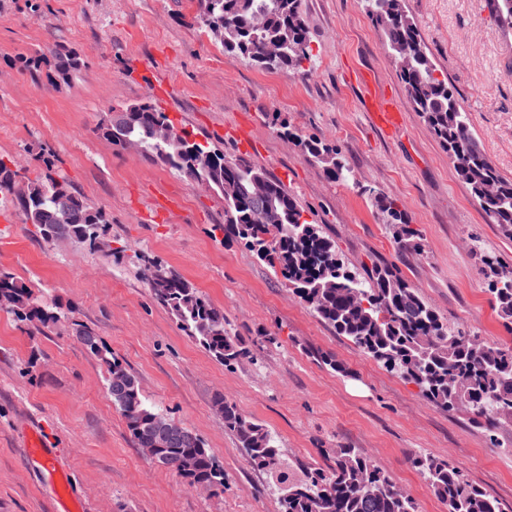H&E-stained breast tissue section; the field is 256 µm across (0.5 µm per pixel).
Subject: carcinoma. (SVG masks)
Listing matches in <instances>:
<instances>
[{"mask_svg": "<svg viewBox=\"0 0 512 512\" xmlns=\"http://www.w3.org/2000/svg\"><path fill=\"white\" fill-rule=\"evenodd\" d=\"M203 24L224 45L255 67L268 71H300L311 61L308 31L301 0H199ZM496 23L512 33V0H491ZM368 17L383 33L392 56L403 63L399 70L408 97L433 131L458 177L466 183L488 220L512 237V179L504 177L486 155L472 132L468 113L453 87L435 75L436 67L421 38L416 20L404 0H364ZM278 55L268 57L269 46ZM55 75L65 80L79 69L73 51L52 52ZM168 121L151 104L129 105L113 113L101 134L121 149L135 144L149 159L192 179L202 175L213 192L224 199V234L245 241L256 257L288 281V287L310 305L321 321L345 337L385 371L416 385L430 403L453 411L460 402L470 407L471 421L492 431L499 420L512 419V346H489L478 337L448 327L437 311L390 263L350 269L336 242L316 224L303 218L295 197L264 169L242 157L197 142L186 145L174 138L157 137V125ZM308 159L319 164L333 182H347L353 173L341 150L317 139H298ZM494 185L493 195L486 187ZM25 222L46 241L75 239L94 244L105 223L101 211L72 191L65 179L31 182L17 198ZM372 204L393 237L405 249L419 248V232L395 200L377 192ZM488 292L503 325L512 330V281L500 279L497 262L481 256ZM147 268L155 300L166 307L181 328L224 364L250 357V350L224 326V313L175 271L163 274ZM0 301L17 317L42 325L59 314L37 303L28 288L13 275L0 271ZM77 339L107 366V385L113 404L125 418L136 446L148 457L164 454L166 467L181 472L182 456L190 451L196 470L184 475L189 484L211 491L224 490V468L205 448L198 435L179 448L158 449L153 423L168 416L144 399L138 382L112 352L86 330ZM215 407L224 415V429L236 436L249 462L270 470L276 459L288 467L272 434L264 425L243 415L220 396ZM412 463L424 472L446 512H504L501 503L470 484L448 462L432 456ZM282 512H417L415 501L397 491L387 472L352 448H338L330 472L309 468L304 479L278 481Z\"/></svg>", "mask_w": 512, "mask_h": 512, "instance_id": "carcinoma-1", "label": "carcinoma"}]
</instances>
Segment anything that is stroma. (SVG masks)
Masks as SVG:
<instances>
[{"instance_id": "obj_1", "label": "stroma", "mask_w": 512, "mask_h": 512, "mask_svg": "<svg viewBox=\"0 0 512 512\" xmlns=\"http://www.w3.org/2000/svg\"><path fill=\"white\" fill-rule=\"evenodd\" d=\"M315 65L309 76L266 72L225 54L198 20L199 0H0V159L23 179H66L105 218L100 250L47 242L19 208L0 202V270L28 287L59 321L42 325L0 310V512H55L25 433L40 428L61 456L85 512H281L276 474L253 467L224 428V397L264 424L288 462V479L329 469L354 448L387 471L418 512H446L421 471V454L447 460L512 512V421L501 447L461 412L425 400L337 336L287 281L224 234V201L183 174L113 146L99 127L141 102L226 156H242L285 181L308 222L360 268L395 264L454 328L487 344H512L481 256L512 268V238L487 221L415 111L381 31L360 0H301ZM485 151L512 178V34L489 0H404ZM65 47L82 65L50 84L20 57ZM403 108L388 134L369 108L381 92ZM290 129L292 138L282 136ZM315 137L341 149L354 178L326 179L301 151ZM396 200L421 232L400 249L372 205ZM192 283L251 351L215 360L153 298L146 260ZM85 328L138 380L149 403L197 434L224 469V490L191 486L133 441L107 390L106 367L76 337ZM343 363L340 374L316 353Z\"/></svg>"}]
</instances>
